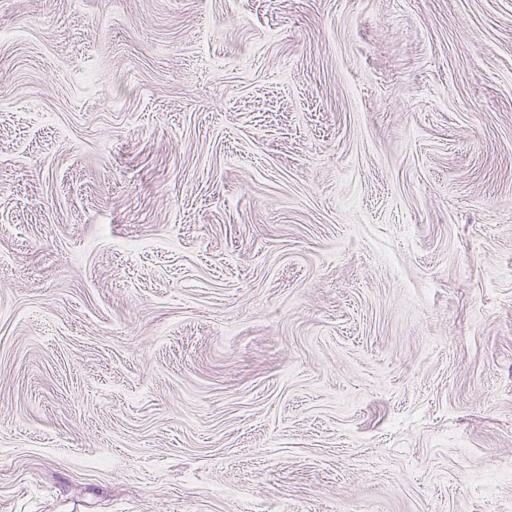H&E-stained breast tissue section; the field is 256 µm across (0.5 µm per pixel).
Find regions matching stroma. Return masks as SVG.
<instances>
[{"instance_id": "35a3bbf8", "label": "stroma", "mask_w": 512, "mask_h": 512, "mask_svg": "<svg viewBox=\"0 0 512 512\" xmlns=\"http://www.w3.org/2000/svg\"><path fill=\"white\" fill-rule=\"evenodd\" d=\"M512 0H0V512H512Z\"/></svg>"}]
</instances>
